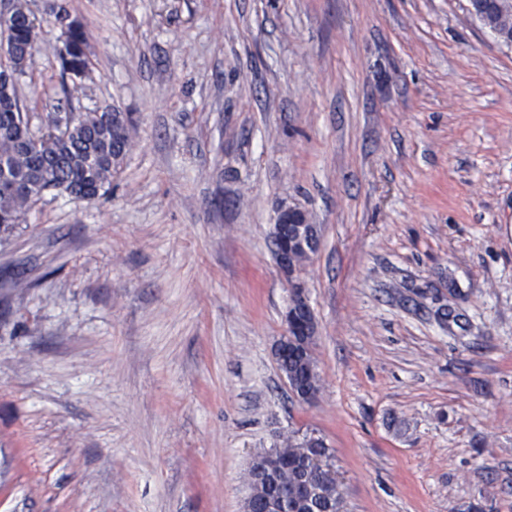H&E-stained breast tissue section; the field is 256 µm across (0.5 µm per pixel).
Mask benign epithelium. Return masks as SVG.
<instances>
[{"instance_id":"7a95c632","label":"benign epithelium","mask_w":512,"mask_h":512,"mask_svg":"<svg viewBox=\"0 0 512 512\" xmlns=\"http://www.w3.org/2000/svg\"><path fill=\"white\" fill-rule=\"evenodd\" d=\"M472 16L489 31L500 44L512 46V0H469ZM273 254L281 273L292 283L290 302L284 323L286 335L294 342L290 348L280 341L275 347L278 363L288 358L290 351L297 353L315 340L317 322L309 305L307 295L295 277L301 267L318 251L320 238L313 226L309 225L306 214L296 207H280L275 216L272 231ZM316 467L305 466L300 470L297 489L310 496L320 492L319 480L336 479V470L330 457L315 459ZM271 482V475L265 469H258L246 477L247 494L243 512H255L261 507L263 512H293L306 506L305 499L295 503L282 496L265 492Z\"/></svg>"}]
</instances>
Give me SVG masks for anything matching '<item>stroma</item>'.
<instances>
[{
	"label": "stroma",
	"mask_w": 512,
	"mask_h": 512,
	"mask_svg": "<svg viewBox=\"0 0 512 512\" xmlns=\"http://www.w3.org/2000/svg\"><path fill=\"white\" fill-rule=\"evenodd\" d=\"M75 107L133 143L108 195L0 230V512H241L316 431L347 512H512V47L468 0H64ZM47 37L30 101L57 68ZM321 391L274 356L279 204ZM288 224V236L281 225ZM306 214L296 207H280L273 224V254L281 273L292 283L290 302L284 323L286 335L294 342L296 353L315 340L317 322L307 295L295 277L301 267L318 251L320 238Z\"/></svg>",
	"instance_id": "obj_1"
}]
</instances>
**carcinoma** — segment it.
<instances>
[{"label":"carcinoma","mask_w":512,"mask_h":512,"mask_svg":"<svg viewBox=\"0 0 512 512\" xmlns=\"http://www.w3.org/2000/svg\"><path fill=\"white\" fill-rule=\"evenodd\" d=\"M51 14L55 27L64 29L66 36L63 45H53L59 87L44 89V95L56 102L51 113L37 111L38 102L28 105L19 95L28 61L44 40L28 0H12L9 17L0 24V35L13 48L7 62L0 64V228L5 231L23 223L48 191L89 202L107 195L112 176L131 147L133 126L122 112L112 119L95 108L70 120L75 112L73 101L83 91L84 78L91 70L86 31L65 6ZM312 357L314 349L310 348L307 355L288 359L285 370L299 383L318 385L320 380L306 373V360ZM307 452L303 438L288 436L282 440L280 454L261 461L277 475L267 494L284 489L294 493L296 469ZM328 500L335 503V512H346L341 487L330 484L321 487L305 510L324 512Z\"/></svg>","instance_id":"1"}]
</instances>
